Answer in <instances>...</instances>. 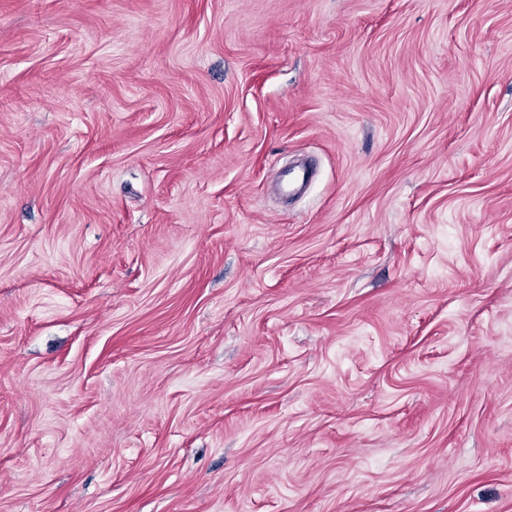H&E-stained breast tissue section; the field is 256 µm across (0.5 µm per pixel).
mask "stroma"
<instances>
[{
	"label": "stroma",
	"instance_id": "1",
	"mask_svg": "<svg viewBox=\"0 0 512 512\" xmlns=\"http://www.w3.org/2000/svg\"><path fill=\"white\" fill-rule=\"evenodd\" d=\"M0 512H512V0H0Z\"/></svg>",
	"mask_w": 512,
	"mask_h": 512
}]
</instances>
